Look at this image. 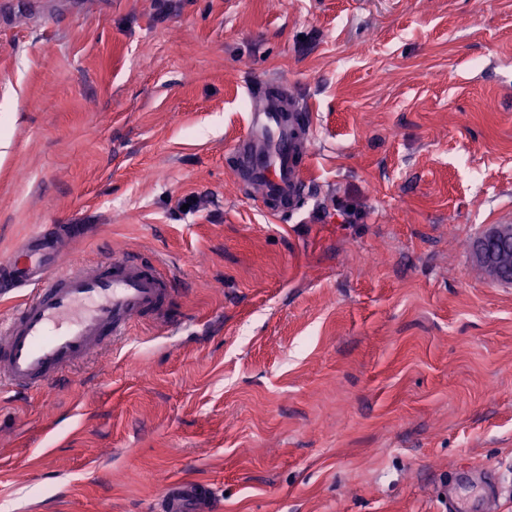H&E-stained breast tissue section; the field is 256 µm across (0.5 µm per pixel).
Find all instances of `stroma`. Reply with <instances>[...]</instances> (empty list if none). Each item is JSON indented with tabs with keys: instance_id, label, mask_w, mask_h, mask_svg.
Returning <instances> with one entry per match:
<instances>
[{
	"instance_id": "stroma-1",
	"label": "stroma",
	"mask_w": 512,
	"mask_h": 512,
	"mask_svg": "<svg viewBox=\"0 0 512 512\" xmlns=\"http://www.w3.org/2000/svg\"><path fill=\"white\" fill-rule=\"evenodd\" d=\"M315 124L310 196L268 214L226 155L247 86ZM0 257H157L178 290L91 369L0 391L6 512H443L512 476V0H20L0 17ZM474 253L492 281H512L511 224L495 225L486 231L476 239ZM473 485L479 490L476 502H470L461 495V487ZM511 482H505L502 473L491 465L480 466L464 473L448 476L441 497L447 512H496ZM508 488V489H507ZM212 499L203 485L175 482L164 493L159 512H211Z\"/></svg>"
}]
</instances>
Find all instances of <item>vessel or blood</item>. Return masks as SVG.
<instances>
[{"instance_id": "1", "label": "vessel or blood", "mask_w": 512, "mask_h": 512, "mask_svg": "<svg viewBox=\"0 0 512 512\" xmlns=\"http://www.w3.org/2000/svg\"><path fill=\"white\" fill-rule=\"evenodd\" d=\"M267 84L252 83L244 132L230 148L232 170L255 189L268 213L299 210L303 168L311 156L312 119L304 100L284 94L263 102ZM74 224H42L0 259V297L27 296L0 320V387L35 389L66 371L91 365L107 345L124 343L132 324L166 318L175 300L174 279L158 259L128 254L93 264L67 258ZM478 489L477 501L461 488ZM508 485L490 465L449 477L441 497L446 512H497ZM212 495L195 483L176 482L159 512H211Z\"/></svg>"}]
</instances>
